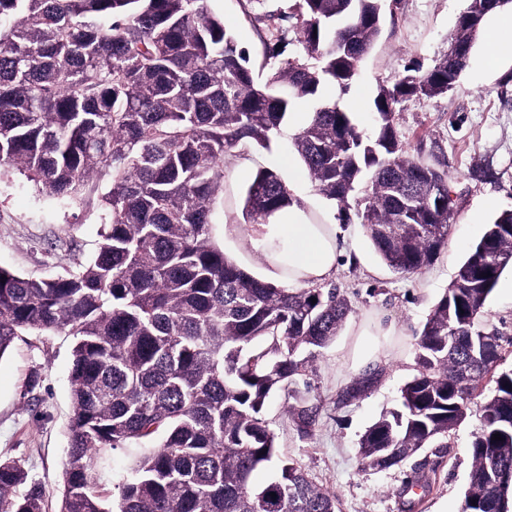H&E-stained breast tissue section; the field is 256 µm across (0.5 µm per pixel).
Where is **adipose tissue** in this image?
Wrapping results in <instances>:
<instances>
[{
  "mask_svg": "<svg viewBox=\"0 0 512 512\" xmlns=\"http://www.w3.org/2000/svg\"><path fill=\"white\" fill-rule=\"evenodd\" d=\"M225 234L246 235L273 278L281 264L295 271L296 281H325L336 270V230L329 224H306L298 209H289L276 224H228Z\"/></svg>",
  "mask_w": 512,
  "mask_h": 512,
  "instance_id": "ef3b65f1",
  "label": "adipose tissue"
}]
</instances>
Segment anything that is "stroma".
Listing matches in <instances>:
<instances>
[{
	"mask_svg": "<svg viewBox=\"0 0 512 512\" xmlns=\"http://www.w3.org/2000/svg\"><path fill=\"white\" fill-rule=\"evenodd\" d=\"M294 0H212L224 26L250 56L256 75L266 76L267 17L290 11ZM466 0H385L382 32L363 59L347 97L361 101L356 123L373 131V101L380 88L408 70H430L447 52ZM484 46L476 44L468 69L454 88L437 97H413L397 109L394 128L411 154L448 174L455 213L446 246L435 262L414 274L390 270L358 220L340 221L337 204L317 194L291 138L304 119L295 113L270 148L237 156L224 171V195L215 206L214 241L255 276L266 271L243 236L224 227L240 220L241 198L256 171L279 172L304 205L306 223L336 227L338 252L331 283L354 308L336 341L313 363L309 383L296 394L279 391L265 417L281 453L317 485L334 492L340 512H402L406 481L425 480L426 496L413 512H461L471 470L470 443L478 411L456 428L438 468L431 450L386 469L365 465L359 440L381 413L396 407L401 386L415 372L414 343L433 305L452 282L460 263L482 237L492 216L512 207V57L486 67ZM99 182L84 205L57 202L39 193L14 170L0 172V266L30 277L64 272L87 261L102 229ZM392 327L382 337L386 359L354 367L359 327ZM72 339L62 333H22L0 355V457L17 461L46 491V512H58L64 482L73 402L69 370ZM380 377L365 394L346 404L338 393L370 372ZM321 402L311 436L298 435L288 417L296 396Z\"/></svg>",
	"mask_w": 512,
	"mask_h": 512,
	"instance_id": "stroma-1",
	"label": "stroma"
}]
</instances>
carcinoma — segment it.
I'll return each mask as SVG.
<instances>
[{
    "label": "carcinoma",
    "mask_w": 512,
    "mask_h": 512,
    "mask_svg": "<svg viewBox=\"0 0 512 512\" xmlns=\"http://www.w3.org/2000/svg\"><path fill=\"white\" fill-rule=\"evenodd\" d=\"M211 2L0 0V170L66 204L109 183L90 260L55 277L0 266V356L23 332L74 339L59 512H337L336 494L280 453L264 410L307 375L353 308L334 286L259 278L215 244L224 165L268 147L301 103L315 102L293 147L316 190L343 222L360 219L390 269L422 270L447 242L448 176L409 153L394 113L411 97L448 93L486 18L512 6L467 0L453 56L380 89L368 135L323 90L356 80L381 33L382 0H295L302 53L284 56L276 27L264 41V81ZM299 204L287 181L261 168L242 199L243 223L267 224ZM509 267L504 209L430 311L400 407L359 442L362 460L380 469L426 448L441 458L489 390L461 512H509L512 369L498 367L512 337L483 325ZM289 414L307 437L318 404L302 399ZM117 449L130 458L123 474L112 472ZM0 512H45L41 485L13 460L0 459Z\"/></svg>",
    "instance_id": "1"
}]
</instances>
